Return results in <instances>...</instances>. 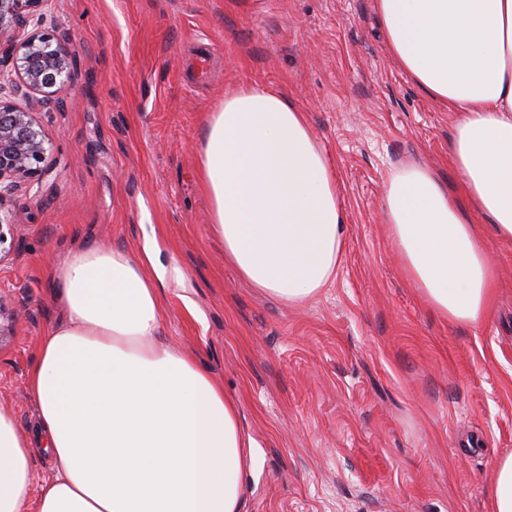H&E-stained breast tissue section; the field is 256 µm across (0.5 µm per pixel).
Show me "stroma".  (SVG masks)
Masks as SVG:
<instances>
[{"instance_id": "1", "label": "stroma", "mask_w": 512, "mask_h": 512, "mask_svg": "<svg viewBox=\"0 0 512 512\" xmlns=\"http://www.w3.org/2000/svg\"><path fill=\"white\" fill-rule=\"evenodd\" d=\"M77 104L39 121L56 165L0 208L20 231L0 263V404L35 435L28 374L64 320L53 270L81 245L138 256L163 283L166 341L237 401L258 444L242 512H490L492 466L512 453V241L485 233L496 294L479 326L437 313L408 276L381 214L392 166L449 188L454 115L392 57L375 0H54ZM205 41L212 67L198 81ZM284 92L336 170L347 242L336 278L289 306L244 281L210 231L196 149L239 87Z\"/></svg>"}]
</instances>
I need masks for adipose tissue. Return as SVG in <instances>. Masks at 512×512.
Listing matches in <instances>:
<instances>
[{
	"mask_svg": "<svg viewBox=\"0 0 512 512\" xmlns=\"http://www.w3.org/2000/svg\"><path fill=\"white\" fill-rule=\"evenodd\" d=\"M393 56L454 112L451 152L467 205L512 240V0H376ZM210 230L253 287L288 305L333 281L346 247L336 173L305 115L259 84L225 96L196 154ZM435 173L389 171L382 212L414 285L449 322L482 325L496 274L484 239ZM159 259L105 243L54 271L65 323L44 336L28 376L44 450L0 405V512H241L255 442L235 400L164 342Z\"/></svg>",
	"mask_w": 512,
	"mask_h": 512,
	"instance_id": "obj_1",
	"label": "adipose tissue"
}]
</instances>
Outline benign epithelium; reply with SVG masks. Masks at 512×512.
<instances>
[{
    "label": "benign epithelium",
    "instance_id": "benign-epithelium-1",
    "mask_svg": "<svg viewBox=\"0 0 512 512\" xmlns=\"http://www.w3.org/2000/svg\"><path fill=\"white\" fill-rule=\"evenodd\" d=\"M52 0H0V86L27 91L23 107L0 98V203L6 193L41 179L53 164V146L37 108L68 89L71 58L61 40L40 30ZM35 31L19 38L21 27ZM17 227L0 211V263L10 257Z\"/></svg>",
    "mask_w": 512,
    "mask_h": 512
}]
</instances>
